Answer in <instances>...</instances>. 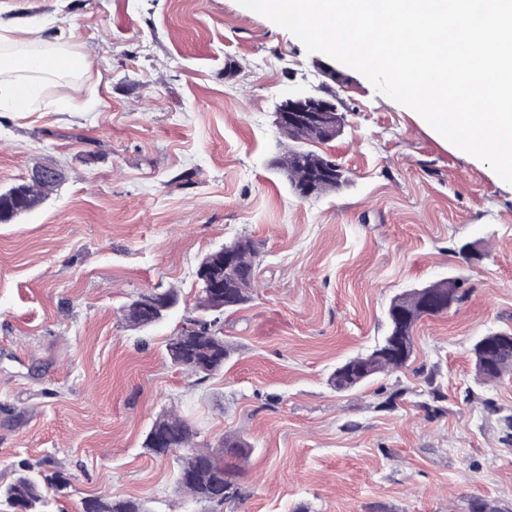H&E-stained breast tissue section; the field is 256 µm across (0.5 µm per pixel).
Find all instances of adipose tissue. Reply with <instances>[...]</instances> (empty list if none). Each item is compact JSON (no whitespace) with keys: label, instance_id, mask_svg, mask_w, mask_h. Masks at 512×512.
<instances>
[{"label":"adipose tissue","instance_id":"1","mask_svg":"<svg viewBox=\"0 0 512 512\" xmlns=\"http://www.w3.org/2000/svg\"><path fill=\"white\" fill-rule=\"evenodd\" d=\"M88 70L86 57L70 50L60 35L31 37L26 30L0 26V109L39 111L46 85L64 87L68 78Z\"/></svg>","mask_w":512,"mask_h":512}]
</instances>
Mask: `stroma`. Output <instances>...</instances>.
<instances>
[{
    "label": "stroma",
    "instance_id": "obj_1",
    "mask_svg": "<svg viewBox=\"0 0 512 512\" xmlns=\"http://www.w3.org/2000/svg\"><path fill=\"white\" fill-rule=\"evenodd\" d=\"M7 22L63 32L91 67L47 88L41 111L0 112V191L38 166L63 172L0 224V484L25 459L72 475L50 512L104 494L151 512H512V379L478 383L471 354L512 329V184L237 0H0ZM296 90L341 115L322 151L352 180L319 198L271 164L275 110ZM244 236L258 287L225 314L235 353L204 379L165 345L200 259ZM467 243L485 257L465 259ZM451 275L468 296L419 320L406 367L330 387L380 341L391 298ZM169 287L180 304L164 322L122 325L123 305ZM172 409L199 440L246 435L241 500L214 510L178 493L176 455L146 452Z\"/></svg>",
    "mask_w": 512,
    "mask_h": 512
}]
</instances>
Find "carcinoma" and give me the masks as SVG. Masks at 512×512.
Here are the masks:
<instances>
[{
  "label": "carcinoma",
  "mask_w": 512,
  "mask_h": 512,
  "mask_svg": "<svg viewBox=\"0 0 512 512\" xmlns=\"http://www.w3.org/2000/svg\"><path fill=\"white\" fill-rule=\"evenodd\" d=\"M279 134L288 142L280 143L281 153L274 164L285 177L292 190L309 185L311 196L317 198L334 192L349 182V171L330 156L313 149L317 144L334 140L342 131V124L327 134L317 127L303 129L280 126ZM57 187L47 182L35 191H26L19 197H0V205L7 214L0 217V224H8L17 215L30 211ZM231 247L236 254L235 264L224 270V298L220 299L199 283L200 297L191 316L176 334L170 337L166 351L171 364L195 375L211 376L222 369L233 353L232 345L224 339V314L237 311L252 300L256 288L255 269L259 255L257 244L250 238H241ZM458 294L457 302L465 300L468 289L465 281L454 277L441 279L420 289L394 297L390 311L402 315L403 335L409 348H414V327L424 315L421 295L424 292ZM158 309L149 313L136 302L121 308L123 324L132 329L145 328L161 322L179 303V293L168 288L157 293ZM481 342L472 348L476 378L483 383L512 375V341L498 345L492 354V366L484 365L485 353ZM347 371L331 375V386L339 391L355 389L375 376L399 370L406 362L391 354L387 341L364 356L347 360ZM197 432L179 415L163 411L154 419L144 441V448L156 456H165L168 449L181 451L176 473L177 489L199 502L222 505L242 497L237 483L239 462L246 459L251 444L239 434L222 437L217 444L195 442ZM70 486L69 475L59 470H40L27 460H20L12 480L0 485V500L5 501L11 512H45L50 495H59ZM81 512H150L146 502L131 498H114L100 495L81 502Z\"/></svg>",
  "instance_id": "carcinoma-1"
}]
</instances>
